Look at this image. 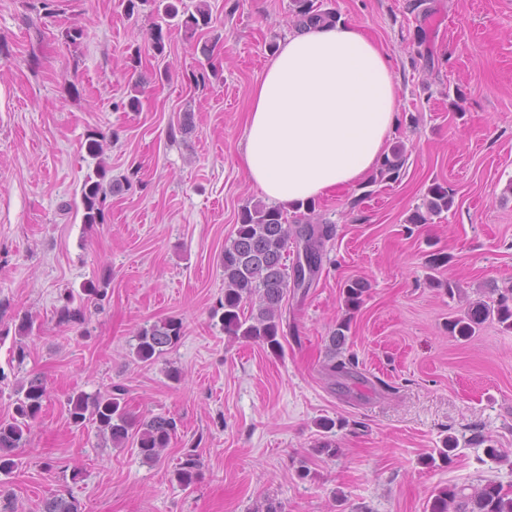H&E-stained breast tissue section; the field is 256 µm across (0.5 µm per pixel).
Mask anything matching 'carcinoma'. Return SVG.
<instances>
[{"label": "carcinoma", "mask_w": 512, "mask_h": 512, "mask_svg": "<svg viewBox=\"0 0 512 512\" xmlns=\"http://www.w3.org/2000/svg\"><path fill=\"white\" fill-rule=\"evenodd\" d=\"M166 17L177 20L176 27L184 36L193 38L208 27L211 15L205 2L195 6L194 11H179L181 0H161ZM296 25L304 27L319 21L332 20L336 14L314 8L312 0H292ZM171 32L157 24L150 31V46L156 57H163ZM104 136L97 130L85 135L88 154L98 158L103 154ZM406 162L402 149L398 148L385 156L377 168L380 180L397 181ZM123 184L109 176L104 162H98L95 172L86 177L82 184L80 205L82 223L102 224L105 221V204L108 196L121 190ZM454 203V192L448 186L434 182L426 192L424 207L416 208L408 217L410 224H428L432 217L449 211ZM329 229L320 224L302 223L296 218L288 223L284 210L278 205L255 203L241 209L238 223L232 235L224 243L222 266L224 269V301L220 321L224 332L253 341L273 354L282 351V302L288 287L302 288L311 285L322 263V248ZM292 241L303 243L302 252L296 253L293 276H288L285 253ZM367 292L366 284L353 279L345 282L341 297L345 315L336 320L329 336L328 352L330 364L326 365L330 376L341 375L346 379L358 380L354 355L345 358L340 354L346 350L348 333L351 331L354 313L360 310ZM496 298L478 300L468 304L463 314L448 321V333L467 339L480 326L495 320L504 330L512 332V286L494 288ZM74 291L65 293V303L58 309L61 324L84 320L81 309L72 307ZM184 333L181 319L169 316L146 324L136 334L134 354L146 362L160 357L173 348ZM14 416L9 422H0V473L9 474L16 467L14 451L22 447L24 433L39 417L43 402L47 398L44 379L34 375L22 382L17 389ZM68 414L76 427L87 422L96 424L98 431L111 439L115 446L135 445L143 459L156 460L160 452L169 447L178 432L175 418L158 413L138 421L131 414L124 398V390L111 388L103 393L90 396L74 391L67 397ZM325 432L317 442L318 452L329 457L338 453L336 441L329 433L336 422L328 417L318 422ZM456 450L452 440L442 441V447L433 449L425 464L435 465L436 460L448 463L451 453ZM200 460L197 455L187 453L177 469V479L185 487L197 479ZM463 512H512V493L504 490L495 481L487 480L467 495L464 488L442 486L436 489L427 504L428 512H449L450 508ZM39 512H80L74 499L55 496L44 500Z\"/></svg>", "instance_id": "1"}]
</instances>
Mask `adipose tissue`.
<instances>
[{"mask_svg":"<svg viewBox=\"0 0 512 512\" xmlns=\"http://www.w3.org/2000/svg\"><path fill=\"white\" fill-rule=\"evenodd\" d=\"M399 111L390 57L357 24L288 33L250 97L245 176L287 208L352 186L382 161Z\"/></svg>","mask_w":512,"mask_h":512,"instance_id":"obj_1","label":"adipose tissue"}]
</instances>
